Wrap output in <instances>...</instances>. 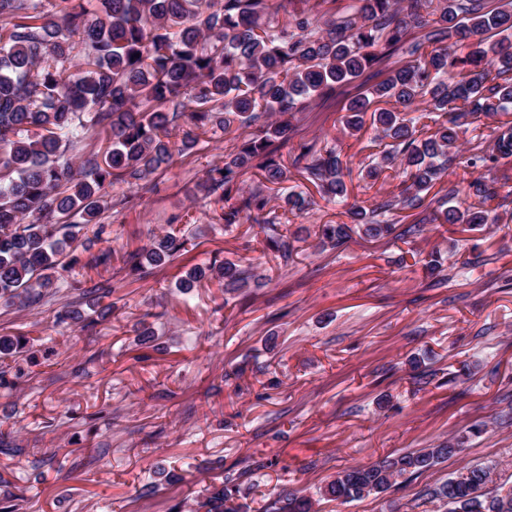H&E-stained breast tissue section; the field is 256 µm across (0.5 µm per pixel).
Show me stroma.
<instances>
[{
    "label": "stroma",
    "mask_w": 512,
    "mask_h": 512,
    "mask_svg": "<svg viewBox=\"0 0 512 512\" xmlns=\"http://www.w3.org/2000/svg\"><path fill=\"white\" fill-rule=\"evenodd\" d=\"M372 83L362 74L345 95L313 104L278 149L288 179L275 194L312 201L282 215L283 230L297 237L289 262L265 250L259 226L218 224L215 204L198 191L237 144L216 126L139 186L114 183L105 233L82 231L77 263L40 300L0 303V336L27 341L22 356L0 360V430L26 450L0 453V481L20 496V512H170L223 475L237 478L253 512L282 492L315 498L316 512H444L424 492L468 463L493 466L495 482L512 488V232L459 233L457 255L434 274L425 258L447 249L441 229L373 242L355 234L340 248L314 249L318 225L346 222L349 204L400 190L391 170L362 178L379 145L372 132L352 135L343 125L349 96ZM326 135L351 169L344 203L322 197L292 167L301 141ZM171 230L191 242L173 263L142 272L118 261L84 265L89 254L120 255ZM475 242L482 255L470 266ZM243 256L264 286H176L194 264ZM99 283L112 288L107 315L59 321L63 309H83L85 290ZM146 327L155 341L143 360L137 332ZM417 355L433 374L429 384L417 383L409 365ZM466 363L473 375H460ZM482 422L486 430L470 435ZM460 436L462 455L384 494L316 497L347 467ZM88 446L95 461L76 467L73 449ZM50 453L44 480L33 481L29 458ZM148 480L156 493L138 497Z\"/></svg>",
    "instance_id": "35a3bbf8"
}]
</instances>
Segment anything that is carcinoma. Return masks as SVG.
Instances as JSON below:
<instances>
[{
    "label": "carcinoma",
    "mask_w": 512,
    "mask_h": 512,
    "mask_svg": "<svg viewBox=\"0 0 512 512\" xmlns=\"http://www.w3.org/2000/svg\"><path fill=\"white\" fill-rule=\"evenodd\" d=\"M0 0V300L27 304L51 289L64 258L90 224L94 235L118 181L136 185L174 155L192 150L209 125L258 127L212 168L199 191L217 196L219 220L259 225L267 248L283 262L295 247L277 209L309 206L292 192L272 205L271 186L286 180L274 142L288 140L292 119L369 69L382 80L351 97L345 129L370 124L384 150L364 166L373 180L392 170L405 177L399 194L347 210L365 237L391 236L394 210L431 209L429 223L481 231L501 223L493 209L468 202L512 204V176L500 172L512 158V124L492 130V146L477 141L463 154L462 127L512 107V10L488 0ZM497 32L493 43L481 37ZM430 51H423L424 47ZM436 113L421 136L416 112ZM370 121H365V116ZM105 134V145L75 162L72 150ZM182 131L180 140L171 133ZM302 176L323 195L347 198L351 172L336 148L300 145ZM470 180L448 182L436 207L426 202L452 167ZM254 169L259 179L245 186ZM346 224H321L318 244L340 247ZM170 232L120 256L133 270L166 264L185 250ZM248 258L213 260L179 280L188 290L215 278L237 291L254 278ZM464 439L352 466L320 489L327 500L380 495L405 475H421L462 452ZM469 477L430 487L428 499L446 512H512V489L494 485L491 468L463 466ZM230 476L206 486L173 512H248ZM266 512H313L310 499L288 494Z\"/></svg>",
    "instance_id": "carcinoma-1"
}]
</instances>
